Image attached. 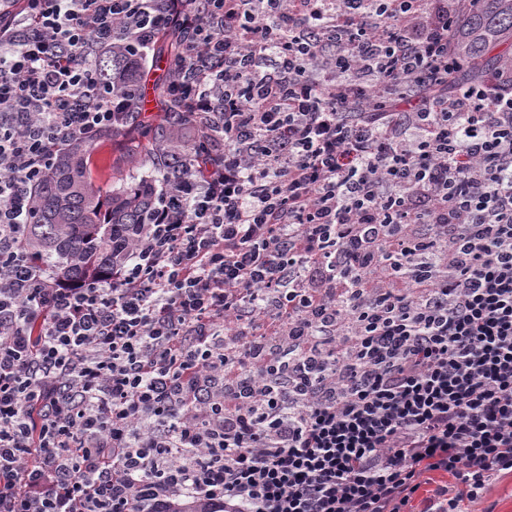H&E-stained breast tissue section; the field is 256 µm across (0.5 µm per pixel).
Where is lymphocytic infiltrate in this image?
I'll return each mask as SVG.
<instances>
[{
	"mask_svg": "<svg viewBox=\"0 0 512 512\" xmlns=\"http://www.w3.org/2000/svg\"><path fill=\"white\" fill-rule=\"evenodd\" d=\"M0 45V512H458L512 472V55L442 93L461 0H223L177 19L193 111L112 271L30 264L14 198L111 112L50 43L145 0H39ZM43 332H29L32 323Z\"/></svg>",
	"mask_w": 512,
	"mask_h": 512,
	"instance_id": "lymphocytic-infiltrate-1",
	"label": "lymphocytic infiltrate"
}]
</instances>
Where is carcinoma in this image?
<instances>
[{"mask_svg":"<svg viewBox=\"0 0 512 512\" xmlns=\"http://www.w3.org/2000/svg\"><path fill=\"white\" fill-rule=\"evenodd\" d=\"M37 18L26 0H0V43L15 40L18 30L34 29ZM189 35L178 26L153 28L140 35L120 29L112 44L90 37L78 48L50 52L53 62L73 58L90 70L100 100L116 103L112 123L93 138L75 136L50 162L32 198L30 223L24 225L28 257L66 277H90L121 263L152 222L155 198L168 173L159 159L175 154L207 172L208 157L224 150V133L208 131L190 142L183 138L189 106L173 96L174 66L190 68ZM451 48L464 59L448 78V95L460 87L487 82L503 57L512 54V0H483L466 11ZM154 80V107L146 108L149 77ZM122 143L135 165L112 187L99 186L91 169L100 148Z\"/></svg>","mask_w":512,"mask_h":512,"instance_id":"cac0c4a2","label":"carcinoma"}]
</instances>
